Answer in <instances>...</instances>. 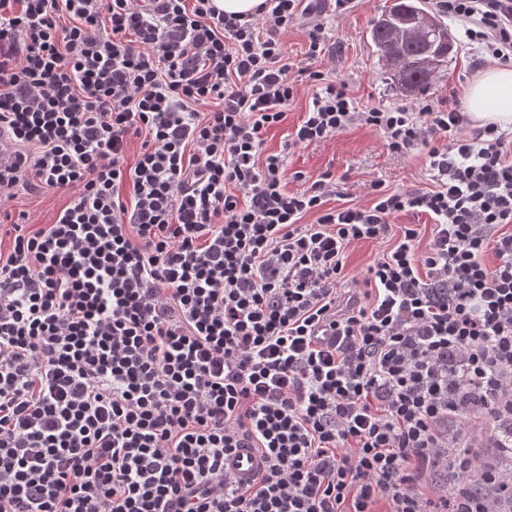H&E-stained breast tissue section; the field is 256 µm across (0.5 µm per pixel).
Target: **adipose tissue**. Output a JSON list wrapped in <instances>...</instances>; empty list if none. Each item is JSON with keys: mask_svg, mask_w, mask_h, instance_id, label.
Returning <instances> with one entry per match:
<instances>
[{"mask_svg": "<svg viewBox=\"0 0 512 512\" xmlns=\"http://www.w3.org/2000/svg\"><path fill=\"white\" fill-rule=\"evenodd\" d=\"M465 106L479 124H512V67L495 66L478 74L468 88Z\"/></svg>", "mask_w": 512, "mask_h": 512, "instance_id": "adipose-tissue-1", "label": "adipose tissue"}]
</instances>
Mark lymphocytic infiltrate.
I'll return each mask as SVG.
<instances>
[{
    "mask_svg": "<svg viewBox=\"0 0 512 512\" xmlns=\"http://www.w3.org/2000/svg\"><path fill=\"white\" fill-rule=\"evenodd\" d=\"M435 6L512 64V0ZM313 13L0 0V186L70 196L0 252V512H493L461 423L512 421V141L456 101L357 109L312 71L263 155L297 94L283 36ZM356 123L426 148L431 188H288L286 151ZM385 238L341 291L348 246ZM238 448L262 459L246 483ZM298 83L297 97L288 108L286 118L266 134V143L264 145L266 154L277 153L282 150V146L288 140V135L292 133L294 126L299 121L301 113L307 111L313 94L320 87L312 82L299 81ZM261 465L259 454L252 448H240L226 463L237 481L251 480Z\"/></svg>",
    "mask_w": 512,
    "mask_h": 512,
    "instance_id": "1",
    "label": "lymphocytic infiltrate"
}]
</instances>
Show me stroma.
Here are the masks:
<instances>
[{
    "label": "stroma",
    "instance_id": "stroma-1",
    "mask_svg": "<svg viewBox=\"0 0 512 512\" xmlns=\"http://www.w3.org/2000/svg\"><path fill=\"white\" fill-rule=\"evenodd\" d=\"M388 3L389 0H358L352 11L339 14L331 0H320L316 19L325 28L327 50L318 58H308L309 27L299 21L289 27L283 37L291 61L321 71L328 81L344 83L348 95L360 109L411 106L422 98L436 106L447 104L452 96L464 99L470 82L481 67L477 53L471 49L460 25L453 20L448 21L447 26L456 41V56L448 70L437 76L431 88L418 96L392 81L390 72L379 62L369 42L371 22ZM315 91V84L299 83L297 97L284 121L266 135L265 152L281 150L301 113L307 111ZM285 169L290 177L288 186L292 189L297 186L294 173L300 172L314 179L324 172H331L335 177L337 196L359 204L366 203L367 188L374 181L393 191L426 188L431 184L424 152L393 155L387 150L380 132L360 125L322 142L291 150L286 157ZM66 201V195L36 186L27 177L10 193L0 194V221L14 222L22 217L30 224H51Z\"/></svg>",
    "mask_w": 512,
    "mask_h": 512
}]
</instances>
